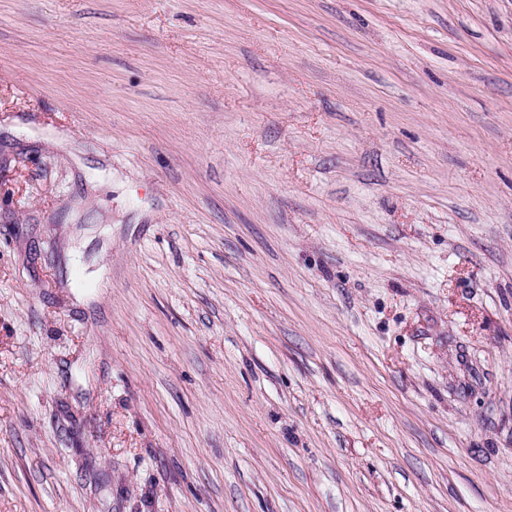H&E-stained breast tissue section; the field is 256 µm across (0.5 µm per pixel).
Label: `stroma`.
<instances>
[{
	"instance_id": "35a3bbf8",
	"label": "stroma",
	"mask_w": 512,
	"mask_h": 512,
	"mask_svg": "<svg viewBox=\"0 0 512 512\" xmlns=\"http://www.w3.org/2000/svg\"><path fill=\"white\" fill-rule=\"evenodd\" d=\"M0 512H512V0H0Z\"/></svg>"
}]
</instances>
